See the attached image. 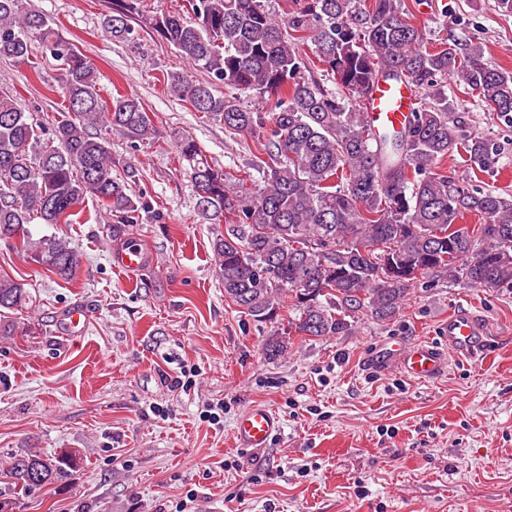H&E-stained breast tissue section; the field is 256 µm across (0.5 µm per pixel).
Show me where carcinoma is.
<instances>
[{"label":"carcinoma","instance_id":"carcinoma-1","mask_svg":"<svg viewBox=\"0 0 512 512\" xmlns=\"http://www.w3.org/2000/svg\"><path fill=\"white\" fill-rule=\"evenodd\" d=\"M140 3L113 0L101 22L112 40H129L131 22L140 21L209 75L201 82L168 72L164 82L175 96L229 133L269 128L254 171L238 177L202 160L193 139L177 144L193 162L202 214L228 223L214 252L224 297L241 313L265 322L286 307L295 313L294 332L333 336L364 309L383 320L395 316L410 287L435 269L484 288L512 285V198L437 171L459 155L483 172L500 156L482 133L460 138L443 85L448 77L512 124V72L491 64L482 42L429 48L403 0H298L283 22L261 0H188L187 19L179 12L147 17ZM34 40L63 62L66 115L46 134L17 98L0 95V239L17 240L67 279L82 254L56 236L33 240L25 225L71 224L87 196L118 218L115 234L136 223L138 202L112 175L109 142L89 127L104 124L134 141L156 129L137 99L102 97L94 67L45 15L23 0H0V58L30 62ZM308 41L310 55L302 52ZM319 65L336 91L309 76ZM381 77L429 99L400 128L376 131L359 109ZM243 94L254 105L243 104ZM467 215L484 223L458 224ZM27 299L24 284L0 276V336L18 333L4 314ZM288 345L275 336L265 352L284 356ZM76 462L74 450L11 457L0 469V504L17 507L21 496L67 477Z\"/></svg>","mask_w":512,"mask_h":512}]
</instances>
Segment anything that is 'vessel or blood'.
<instances>
[{"mask_svg": "<svg viewBox=\"0 0 512 512\" xmlns=\"http://www.w3.org/2000/svg\"><path fill=\"white\" fill-rule=\"evenodd\" d=\"M417 103L412 88L394 80H380L361 107L373 129L399 127L406 121ZM481 332L476 317L461 310L448 318L447 348L419 341L393 350L385 349L375 360L376 366L397 365L404 373L421 381L438 378L446 367L447 351L469 352ZM279 416L269 407L253 405L238 417L235 426L236 440L243 448H265L279 434Z\"/></svg>", "mask_w": 512, "mask_h": 512, "instance_id": "1", "label": "vessel or blood"}]
</instances>
